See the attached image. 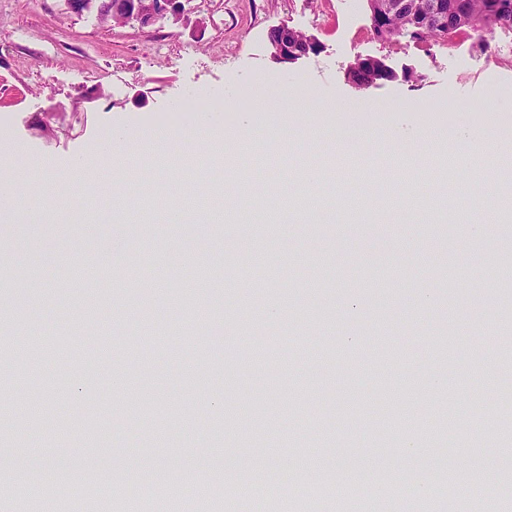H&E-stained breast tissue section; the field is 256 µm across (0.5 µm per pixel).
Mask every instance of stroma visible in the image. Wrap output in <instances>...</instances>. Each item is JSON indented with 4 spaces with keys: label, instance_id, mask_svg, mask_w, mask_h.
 <instances>
[{
    "label": "stroma",
    "instance_id": "1",
    "mask_svg": "<svg viewBox=\"0 0 512 512\" xmlns=\"http://www.w3.org/2000/svg\"><path fill=\"white\" fill-rule=\"evenodd\" d=\"M281 25L318 52L280 62L268 33ZM367 56L395 79L354 87L348 68ZM260 83L278 99L256 152L220 167L195 161L187 175L153 149L128 173L135 183L158 170L166 208L216 186L223 223L197 212L170 224L155 208L140 224L84 217L95 176L110 171L99 146L113 127L179 135L210 111L216 136L240 145V112ZM97 86L112 100L87 105L75 136L48 144L32 133L34 113ZM193 87L218 98L179 111ZM316 101L361 105L365 141L351 147L342 113L313 111ZM1 114L35 173L31 196L50 180L72 187L44 222L0 225V343L12 369L29 365L24 382H0V449L19 452V469L103 456L121 467L147 458L176 476L203 456L220 468L230 450L240 470L264 461L313 480L350 452L392 472L480 462L490 479L470 512H494L500 474L512 472V441L500 437L512 418L499 403L512 391L502 358L512 223L492 220L504 169L479 153L443 175L429 161L456 155L462 131L512 127V31L388 43L371 30L367 0H188L185 20L146 29L75 15L64 0H0ZM437 124L448 138L434 144L425 134ZM304 166L322 174L309 187L317 216L290 220L292 171ZM445 181L465 185L463 196L449 201ZM90 256L107 290L79 273ZM200 431L210 446L192 449ZM459 434L471 446L449 456ZM419 500L456 509L432 487L370 498L385 512H414Z\"/></svg>",
    "mask_w": 512,
    "mask_h": 512
}]
</instances>
